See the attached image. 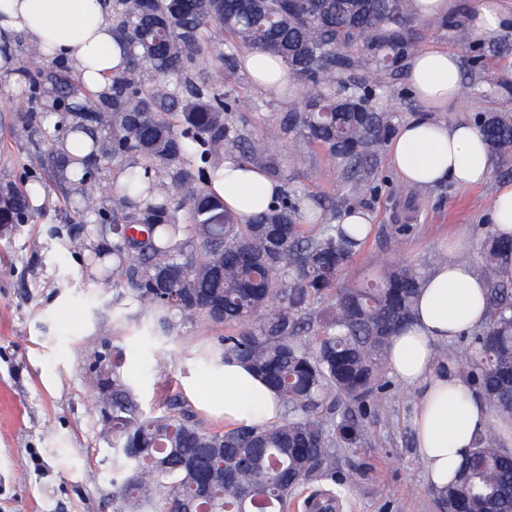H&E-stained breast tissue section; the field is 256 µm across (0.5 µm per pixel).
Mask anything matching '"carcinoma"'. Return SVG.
<instances>
[{"label":"carcinoma","instance_id":"carcinoma-1","mask_svg":"<svg viewBox=\"0 0 512 512\" xmlns=\"http://www.w3.org/2000/svg\"><path fill=\"white\" fill-rule=\"evenodd\" d=\"M407 25L405 0H316L311 12L301 0H112V35L126 67L105 91L55 66L23 70L27 107L18 119L32 149L22 179L0 184L3 212L19 224L35 221L41 177L65 170L69 181L59 185L81 187L83 236L73 242L86 266L112 253L106 280L149 309L164 332L199 318L236 327L220 342L221 360L247 365L286 412L269 427L205 430L176 398L166 400L167 412L142 415L116 369L94 370L101 431L124 473L112 482L115 512H288L298 488L328 468L336 439L354 447L364 440L354 416L336 425V401L363 407L382 389L389 340L413 319L420 277L393 265L365 286L339 285L364 240L337 223L336 212L375 191V152L392 126L385 112H338L336 103L376 97L357 71L400 58L410 45ZM218 30L228 48L214 57ZM361 37V57L341 53ZM241 49L282 61L303 85V108L278 117V135L326 148L350 196L324 206L293 189L248 220L224 208L213 184L225 156L282 176L277 155L239 125V98L203 77L218 63L236 67ZM46 86V111L61 112L54 135L33 106ZM475 122L491 154H512L511 116ZM68 131L90 138V152L73 154ZM115 162L125 163V181L114 196L102 173ZM504 251L512 239L490 236L482 245L474 270L489 288L490 313L463 362L494 411L509 417L512 288L496 269ZM324 300L329 317L316 325L311 308ZM306 327L312 345L299 339ZM444 501L446 512H512V450L484 434Z\"/></svg>","mask_w":512,"mask_h":512}]
</instances>
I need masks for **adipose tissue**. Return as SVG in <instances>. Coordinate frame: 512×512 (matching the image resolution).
<instances>
[{"mask_svg":"<svg viewBox=\"0 0 512 512\" xmlns=\"http://www.w3.org/2000/svg\"><path fill=\"white\" fill-rule=\"evenodd\" d=\"M508 16L503 0H480L471 17L472 38H498ZM0 33H20L44 45L49 57L73 63L83 82L95 90L104 89L106 76L124 66L112 37L108 0H0ZM241 68L269 93L288 81L282 62L257 53L244 54ZM459 71L458 56L445 50H422L410 62V90L429 113L403 123L388 144L394 171L410 186L430 188L450 181L469 187L490 177L489 152L475 123L461 119L448 124L433 117L437 111L458 109ZM216 188L226 207L247 219L266 211L283 185L262 169L228 156L224 179ZM488 315L486 283L469 265L451 259L424 278L413 323L389 345L390 374L419 392L416 451L436 491L454 479L489 419L485 395L469 385L453 360H439L436 346L485 324ZM215 384L224 390L225 428L280 421L282 408L273 392L244 364L225 362Z\"/></svg>","mask_w":512,"mask_h":512,"instance_id":"adipose-tissue-1","label":"adipose tissue"}]
</instances>
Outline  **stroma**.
<instances>
[{"mask_svg":"<svg viewBox=\"0 0 512 512\" xmlns=\"http://www.w3.org/2000/svg\"><path fill=\"white\" fill-rule=\"evenodd\" d=\"M470 18L468 0H461L448 21L408 19L413 50L442 49L461 59V110L440 113L445 122L512 113V29L478 43ZM33 48L18 37L9 45L10 68L0 70L1 183L18 178L28 151L27 132L13 114L20 66L46 62L33 57ZM409 63L405 57L397 66L361 74L366 85L378 87L376 105L391 113L396 126L423 111L407 83ZM212 77L236 91L252 138L278 152L284 189H306L329 200L347 195L348 185L324 147L296 153L277 135L279 113L301 106L300 86L273 96L239 68ZM492 171L485 186L413 188L397 178L387 146H380L378 190L357 202L371 215L373 230L342 283L363 282L386 262L424 277L435 267L434 255L457 260L477 254L492 229L491 191L512 181V156L495 159ZM76 198L47 187L36 202L35 223L0 226V512H112V440L101 432V407L87 385L93 360L118 365L143 413L158 412L160 399L172 396L200 426L224 427L223 416L200 405L202 390L224 365L197 359L196 352L219 344L227 327L202 319L165 334L142 308L116 304L117 289L103 284L100 272L86 268L78 251L66 246L79 230L73 222ZM406 220L412 231L394 236L393 225ZM158 354L167 355L168 364H155ZM418 399L416 389L388 378L361 417L363 443L338 447L329 470L297 491L296 500L326 490L339 495L340 512H441L415 448Z\"/></svg>","mask_w":512,"mask_h":512,"instance_id":"1","label":"stroma"}]
</instances>
